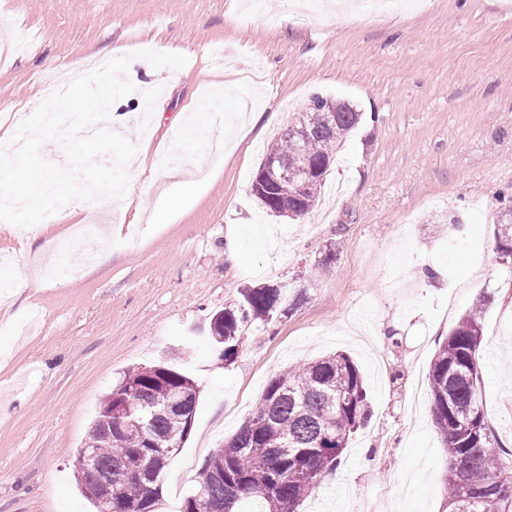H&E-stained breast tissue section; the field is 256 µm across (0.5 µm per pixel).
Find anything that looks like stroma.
I'll list each match as a JSON object with an SVG mask.
<instances>
[{"mask_svg": "<svg viewBox=\"0 0 512 512\" xmlns=\"http://www.w3.org/2000/svg\"><path fill=\"white\" fill-rule=\"evenodd\" d=\"M154 44L168 50L155 77L129 70L136 90L112 106L137 147L126 202H72L33 246L0 221V512H93L75 458L97 407L124 372L161 362L200 389L155 506L178 512L196 488L173 494L180 466L201 470L275 374L336 352L362 370L372 418L299 512H448L428 372L478 304L483 404L512 447V260L494 239L512 194V0H396L376 18L354 0H0V134L61 71ZM316 95L363 120L307 214L267 215L251 192L263 153ZM208 98L278 120L241 126L223 153L194 150L181 126ZM177 165L218 175L176 186ZM171 195L177 215L150 222ZM79 225L111 228L109 260L42 279ZM330 244L336 260L319 269ZM259 285L282 286L291 306L249 323L223 363L211 316Z\"/></svg>", "mask_w": 512, "mask_h": 512, "instance_id": "stroma-1", "label": "stroma"}]
</instances>
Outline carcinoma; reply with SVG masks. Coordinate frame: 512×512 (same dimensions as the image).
Returning a JSON list of instances; mask_svg holds the SVG:
<instances>
[{
  "label": "carcinoma",
  "mask_w": 512,
  "mask_h": 512,
  "mask_svg": "<svg viewBox=\"0 0 512 512\" xmlns=\"http://www.w3.org/2000/svg\"><path fill=\"white\" fill-rule=\"evenodd\" d=\"M327 99L315 96L267 146L265 158L296 153L294 130L306 125L302 153L312 163L332 161L343 139L360 123L362 113L336 102L332 125L323 121ZM323 179L296 189L276 184L256 195L274 214L295 216L315 205ZM496 249L512 259V205L506 207L495 232ZM240 308L217 312L214 334L221 337L214 351L232 362L242 330L254 320L268 321L280 307L282 292L266 286L249 288ZM483 341L480 310L467 311L437 349L428 372L431 415L448 459L445 492L450 512H512V450L489 426L478 361ZM181 410L172 411V395ZM197 384L165 365L136 367L104 396L86 442L94 452L96 471L81 479L87 497L102 512L104 496L112 493V512H155L160 486L150 480V455L172 447L177 451L189 435L187 416L194 414ZM121 408L131 418H143L152 438L149 448L134 429L124 433L107 427L111 412ZM365 382L357 364L336 353L289 368L273 376L252 415L224 447L211 453L199 482L180 512H245L255 502L259 512H298L301 504L335 470L353 434L369 422Z\"/></svg>",
  "instance_id": "obj_1"
}]
</instances>
